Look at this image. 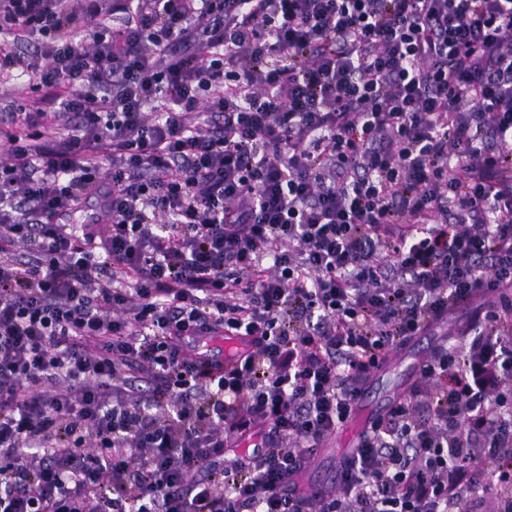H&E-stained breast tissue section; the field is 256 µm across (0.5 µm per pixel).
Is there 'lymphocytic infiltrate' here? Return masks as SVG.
Returning <instances> with one entry per match:
<instances>
[{
  "label": "lymphocytic infiltrate",
  "instance_id": "obj_1",
  "mask_svg": "<svg viewBox=\"0 0 512 512\" xmlns=\"http://www.w3.org/2000/svg\"><path fill=\"white\" fill-rule=\"evenodd\" d=\"M4 78L0 512H512V0H0ZM442 336H418L405 349L393 354L388 364L366 386V393L358 404L359 416L367 419L381 413L390 401L412 381L415 369L431 351L436 338ZM340 434L336 435L329 440L324 447L321 448H331V450L326 454H321L319 452L314 456L313 461L311 462L309 469L304 476L307 480L312 481L318 484H328V486H334L336 482L334 478L336 476V456H340L342 453L336 448H342L339 444Z\"/></svg>",
  "mask_w": 512,
  "mask_h": 512
}]
</instances>
